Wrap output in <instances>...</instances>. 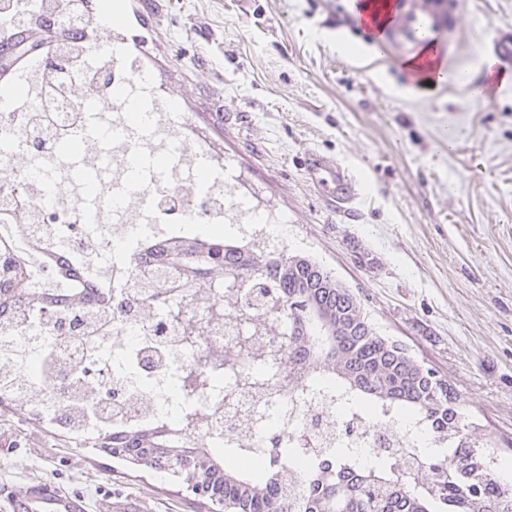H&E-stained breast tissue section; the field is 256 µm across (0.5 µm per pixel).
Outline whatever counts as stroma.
<instances>
[{"label": "stroma", "instance_id": "1", "mask_svg": "<svg viewBox=\"0 0 512 512\" xmlns=\"http://www.w3.org/2000/svg\"><path fill=\"white\" fill-rule=\"evenodd\" d=\"M145 42L143 65L263 202L288 215L290 252L329 269L374 329L446 380L470 430L512 462V83L470 96L492 38L512 36V0H444L430 13L449 78L409 84L398 33L372 51L351 0H111ZM361 47L336 52L337 39ZM456 141H449V130ZM324 158L319 174L311 155ZM355 183L350 213L327 200L335 170ZM49 482L88 512H208L165 475L135 469L47 426L0 412L3 489Z\"/></svg>", "mask_w": 512, "mask_h": 512}]
</instances>
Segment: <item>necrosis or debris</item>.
<instances>
[{"label":"necrosis or debris","instance_id":"necrosis-or-debris-1","mask_svg":"<svg viewBox=\"0 0 512 512\" xmlns=\"http://www.w3.org/2000/svg\"><path fill=\"white\" fill-rule=\"evenodd\" d=\"M71 70L89 95L57 98L39 127H32L31 114L44 97L41 63L16 76L19 93L0 97V164L19 169L15 178L0 182V238L26 257L29 287L50 293L62 287L54 267L42 260L46 253L67 257L87 287H98L129 271L131 257L170 237L175 221L184 226L224 224L249 241L279 245L272 228L285 223V215L236 203L235 188L224 181L223 159L214 157L190 118L175 111L152 79L135 77L133 69L121 67L108 44L84 46ZM62 128L70 132L69 154L29 155L31 137L51 142ZM93 142L104 148L97 167L108 180L90 194L87 181L75 179L71 168ZM22 189L31 200L33 220L13 224L3 214ZM78 240L84 244L79 251L73 247ZM154 340L150 327L126 321L113 323L106 339L95 345H52L38 320L17 336L0 332L1 348L15 354L46 349L63 367L97 347L105 376L138 375V391L152 400L154 416L205 410L208 394L187 397L179 386L180 376L194 366L192 349L178 347L169 364L151 375L141 374L136 353ZM261 368L264 394L240 393L221 401L225 418L238 425L237 446H252L265 429L279 426L287 430L292 447H307L314 437L312 422L331 414L356 423L359 438L354 445L366 452L387 439V431L371 424L364 413L346 411L339 402L326 405L296 391L283 392L276 364L265 360Z\"/></svg>","mask_w":512,"mask_h":512}]
</instances>
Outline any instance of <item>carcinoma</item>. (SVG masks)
I'll list each match as a JSON object with an SVG mask.
<instances>
[{"label": "carcinoma", "instance_id": "cac0c4a2", "mask_svg": "<svg viewBox=\"0 0 512 512\" xmlns=\"http://www.w3.org/2000/svg\"><path fill=\"white\" fill-rule=\"evenodd\" d=\"M74 51L63 30L43 75L52 91L63 88L60 75ZM25 259L0 240V315L19 327L44 309L48 329L86 340L113 321L135 315L151 303L169 305L166 317L152 326L159 342L175 334L203 342L211 321L224 316L243 324L284 322L273 357L283 383L294 389L335 388L370 416L389 412L409 426H422L428 444L415 453L380 448L361 460L354 448H327L321 466L297 470L294 449L277 432L264 433L255 448H225L218 440L232 428L213 410L204 415L207 432L192 434L196 418L168 424L145 422L116 427L127 410L128 387L100 377L99 360L86 355L76 372L38 388L39 400L77 422L89 415L92 394L104 403L98 418L108 421L91 447L108 455L136 454L142 466L186 486L202 482L211 489L208 502L224 512H512V481L493 475L487 456L471 438L458 398H448V383L431 376L404 349L378 335L361 302L319 263L288 253L226 238L175 237L157 246L156 257L131 260L133 274L121 295L98 304L95 292L57 270L69 288L56 294L51 307L26 287ZM224 282V294L211 288ZM254 345L243 343L224 357L226 371L242 388L253 384L249 373ZM195 390L224 388V378L208 373L197 358L190 372ZM18 383L0 371V410L37 420L31 404L15 392Z\"/></svg>", "mask_w": 512, "mask_h": 512}]
</instances>
